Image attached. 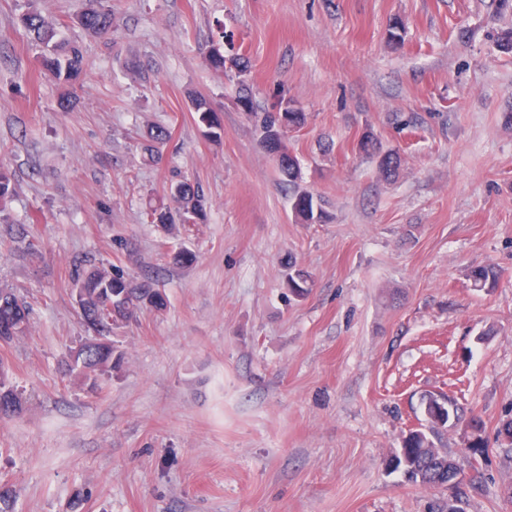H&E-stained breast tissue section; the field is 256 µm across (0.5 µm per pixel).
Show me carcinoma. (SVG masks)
I'll use <instances>...</instances> for the list:
<instances>
[{
	"label": "carcinoma",
	"instance_id": "obj_1",
	"mask_svg": "<svg viewBox=\"0 0 512 512\" xmlns=\"http://www.w3.org/2000/svg\"><path fill=\"white\" fill-rule=\"evenodd\" d=\"M23 27L33 36L43 52L40 64L65 90H70L83 74V55L79 48L58 40L63 23L53 20L40 11L28 8L20 16ZM74 23L93 35L109 32L112 24L111 10L104 7L89 8L74 18ZM209 67L223 74L231 73L237 78L238 93L236 100L245 112H254V101L245 79L249 71V60L242 54L224 55V48L212 47L207 57ZM191 109L198 122L206 128L208 137L218 140L224 134V128L210 100L202 95L189 97ZM306 115L293 107L286 111L279 109V103L271 101L260 118L259 142L265 153L272 158L288 185L294 189L292 213L295 222L300 224L325 223L329 213L312 192L299 188L301 175L298 158L288 147V131L304 125ZM146 150L150 159L159 157L160 147L171 139L168 128L157 126L148 129L145 134ZM358 149L364 155L376 160L379 175L385 180H393L398 175L401 157L394 150H383L375 135L366 131L362 134ZM14 194L12 174L0 166V220H7V204ZM204 196L199 187L186 179L173 182L164 198L149 204L147 216L150 223L161 228L170 237L177 236L179 226L195 224L205 218ZM474 287L492 289L499 279V272L490 266H477L469 271ZM72 287L79 289L82 304L81 318L86 330H94L99 336L95 351L90 353L78 374L93 388L100 380L121 371L123 355L112 340L114 330L127 327L137 321L143 309L160 310L165 307L166 299L146 279L133 282L118 269L103 263L77 264L72 274ZM286 287L297 298L304 297L310 288V276L301 270L288 273ZM30 308L10 288H0V324L20 317L29 323ZM0 403L5 406L4 414L12 418L24 410V401L14 387L9 372L0 365ZM424 419L420 430H411L405 437L399 456L403 457V471L408 482L423 488L442 485L448 476V470L458 468L462 474L457 484V496L463 498L468 493L481 490V477L465 475V464L460 459L436 446L442 420L448 418L435 396L424 398Z\"/></svg>",
	"mask_w": 512,
	"mask_h": 512
}]
</instances>
